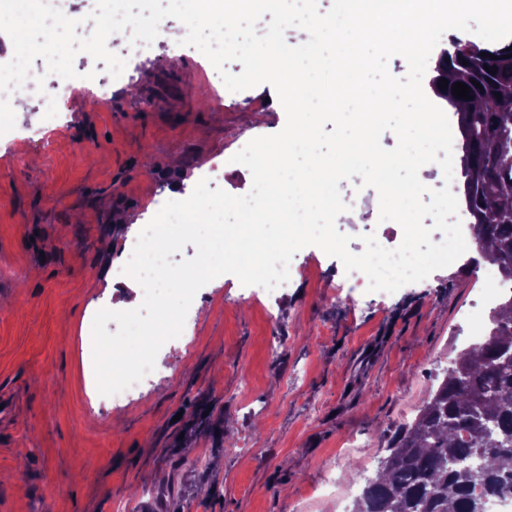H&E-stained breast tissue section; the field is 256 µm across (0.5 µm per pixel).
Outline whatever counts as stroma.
<instances>
[{
  "label": "stroma",
  "mask_w": 512,
  "mask_h": 512,
  "mask_svg": "<svg viewBox=\"0 0 512 512\" xmlns=\"http://www.w3.org/2000/svg\"><path fill=\"white\" fill-rule=\"evenodd\" d=\"M126 68L109 102L69 93L57 125L40 106L59 76L4 119L0 133V512H342L320 499L327 465L374 475L380 435L412 422L457 355L478 307L479 270L459 258L395 293L343 287L344 266L308 246L276 300L252 302L230 274L196 294L188 329L166 342L130 403L87 402V333L101 305L127 310L137 283H117L155 194L177 196L236 153L244 133L272 135L286 113L273 85L250 97L204 93L218 71L186 26ZM335 222L398 247L374 188L340 182ZM203 465H194L196 457ZM175 493H168L169 485Z\"/></svg>",
  "instance_id": "1"
}]
</instances>
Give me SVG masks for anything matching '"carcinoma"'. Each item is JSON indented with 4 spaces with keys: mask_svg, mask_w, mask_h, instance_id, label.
Segmentation results:
<instances>
[{
    "mask_svg": "<svg viewBox=\"0 0 512 512\" xmlns=\"http://www.w3.org/2000/svg\"><path fill=\"white\" fill-rule=\"evenodd\" d=\"M450 66L451 83L474 96L472 107L455 109L472 234L484 258L512 278V50L449 38L432 85L453 106L452 88L438 87ZM492 324L444 371L414 421L397 427L351 512H485L488 497L512 492V298L493 310Z\"/></svg>",
    "mask_w": 512,
    "mask_h": 512,
    "instance_id": "obj_1",
    "label": "carcinoma"
}]
</instances>
